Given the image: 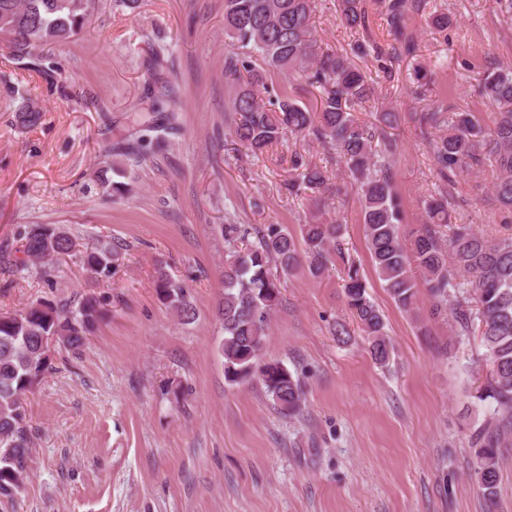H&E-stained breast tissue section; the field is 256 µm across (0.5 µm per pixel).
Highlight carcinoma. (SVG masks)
<instances>
[{
	"mask_svg": "<svg viewBox=\"0 0 512 512\" xmlns=\"http://www.w3.org/2000/svg\"><path fill=\"white\" fill-rule=\"evenodd\" d=\"M392 43L358 42L351 53L320 51L311 19L315 0H224V36L235 52L224 59V74L236 86L230 100V135L255 155L287 136L311 137L336 152V164L348 172L356 197L373 268L394 303L414 313L418 307L417 280H422L433 314L449 324L451 335L481 332L492 378L479 399L493 409L474 433L475 469L487 500L497 496L500 449L512 443V233L486 236L469 224L453 222L455 199L451 187L459 177L494 168L492 193L502 221L512 223V64L483 71L478 94L494 114L493 126L482 124L476 112H453L433 106L421 113V136L427 142L439 179L446 187L424 197V224L402 234L403 211L393 186L390 157L396 140L384 138L373 147L379 129L391 127L396 113H376V122L359 121L357 113L376 99L379 79L392 77L382 65L371 76L354 58L373 53L390 61L414 57L415 39L406 19L425 9V0H383ZM340 18L348 28L366 32L370 16L365 0H338ZM95 10V0H0V36L12 56L25 67L44 60L43 49L80 33ZM297 76L321 89L320 108L280 90L264 101L258 88L268 89L266 74ZM439 131L435 135L432 130ZM179 134L174 113L138 112L129 138L109 149L117 158L113 170L121 173L123 160L142 161V150H161ZM286 189L332 192L328 171L312 164L300 152L288 159ZM450 228V234L443 228ZM226 255L224 293L217 313L224 339V379L230 386L255 379L284 415L297 413L304 391L298 377L280 362L260 363L270 317L280 295V279L270 271L293 275L300 268L320 277L342 252V225L314 214L295 235L279 224L268 225L257 242L237 249L235 242L249 235L241 224H224ZM18 257L0 250V263L16 270L32 264L51 265L76 251L78 243L60 226L32 224L19 233ZM118 261L110 247L83 252L82 264L92 274L108 277ZM158 300L188 322L196 309L185 286L158 270L154 280ZM346 303L380 364L389 358L391 343L382 314L368 292L360 268L348 266L343 285ZM106 315L98 300L86 298L76 311L52 300H41L10 314H0V497L11 498L26 475L32 452L29 413L24 397L50 368L49 341L81 347L96 322Z\"/></svg>",
	"mask_w": 512,
	"mask_h": 512,
	"instance_id": "1",
	"label": "carcinoma"
}]
</instances>
